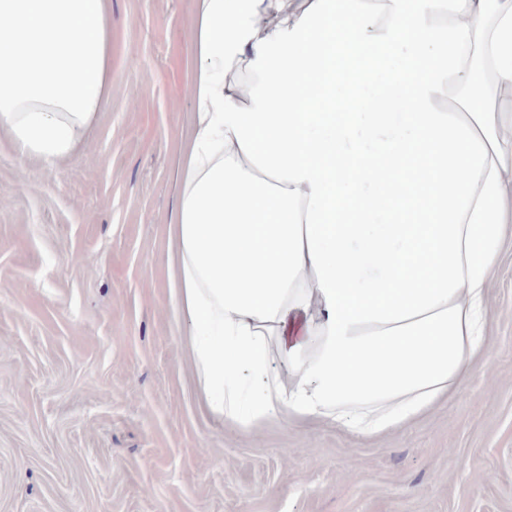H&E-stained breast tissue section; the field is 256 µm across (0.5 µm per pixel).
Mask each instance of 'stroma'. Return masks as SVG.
Returning <instances> with one entry per match:
<instances>
[{
  "instance_id": "stroma-1",
  "label": "stroma",
  "mask_w": 512,
  "mask_h": 512,
  "mask_svg": "<svg viewBox=\"0 0 512 512\" xmlns=\"http://www.w3.org/2000/svg\"><path fill=\"white\" fill-rule=\"evenodd\" d=\"M196 0H112V89L78 154L0 139V512H512V243L488 378L366 441L206 414L168 264Z\"/></svg>"
}]
</instances>
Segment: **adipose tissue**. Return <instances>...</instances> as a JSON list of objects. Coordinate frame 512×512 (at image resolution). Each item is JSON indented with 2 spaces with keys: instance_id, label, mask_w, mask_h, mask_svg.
I'll list each match as a JSON object with an SVG mask.
<instances>
[{
  "instance_id": "adipose-tissue-1",
  "label": "adipose tissue",
  "mask_w": 512,
  "mask_h": 512,
  "mask_svg": "<svg viewBox=\"0 0 512 512\" xmlns=\"http://www.w3.org/2000/svg\"><path fill=\"white\" fill-rule=\"evenodd\" d=\"M170 227L202 401L243 430L379 439L491 349L512 228V0H196ZM112 0H0V134L74 156L110 96ZM406 111L382 104L396 82Z\"/></svg>"
}]
</instances>
